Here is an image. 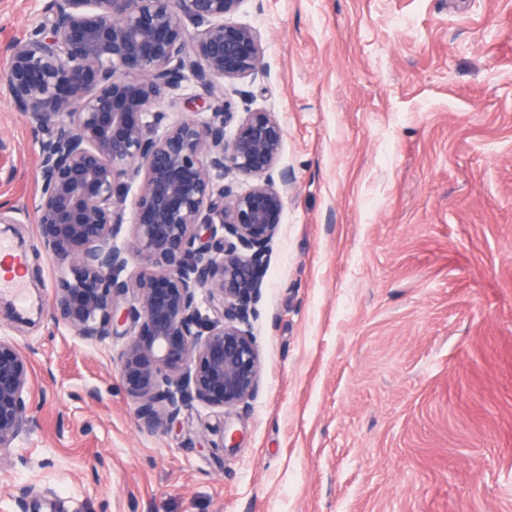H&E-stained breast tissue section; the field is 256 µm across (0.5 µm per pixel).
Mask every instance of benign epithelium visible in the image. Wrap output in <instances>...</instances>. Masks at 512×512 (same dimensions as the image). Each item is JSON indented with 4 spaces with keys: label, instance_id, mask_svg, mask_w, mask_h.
I'll return each mask as SVG.
<instances>
[{
    "label": "benign epithelium",
    "instance_id": "obj_1",
    "mask_svg": "<svg viewBox=\"0 0 512 512\" xmlns=\"http://www.w3.org/2000/svg\"><path fill=\"white\" fill-rule=\"evenodd\" d=\"M241 3L44 0L26 36L0 49L11 103L44 134L35 214L61 267L51 315L85 340L127 338L123 383L152 431L194 401L245 410L259 390L250 318L291 179L272 113L239 118L224 97V81L262 70L258 32L225 22ZM188 79L208 115L170 120L158 105ZM229 172L251 189L224 183ZM132 255L142 265L130 271ZM30 384L28 354L0 337V459L29 422Z\"/></svg>",
    "mask_w": 512,
    "mask_h": 512
}]
</instances>
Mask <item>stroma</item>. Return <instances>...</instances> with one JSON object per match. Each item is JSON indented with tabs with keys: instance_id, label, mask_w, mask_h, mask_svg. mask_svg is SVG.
Instances as JSON below:
<instances>
[{
	"instance_id": "1",
	"label": "stroma",
	"mask_w": 512,
	"mask_h": 512,
	"mask_svg": "<svg viewBox=\"0 0 512 512\" xmlns=\"http://www.w3.org/2000/svg\"><path fill=\"white\" fill-rule=\"evenodd\" d=\"M42 5L0 0V45ZM231 20L263 73L224 96L276 116L293 177L252 321L259 391L150 432L122 340L0 307L31 362L0 512H512V0H242ZM38 139L0 94L5 239L33 300L60 272Z\"/></svg>"
}]
</instances>
